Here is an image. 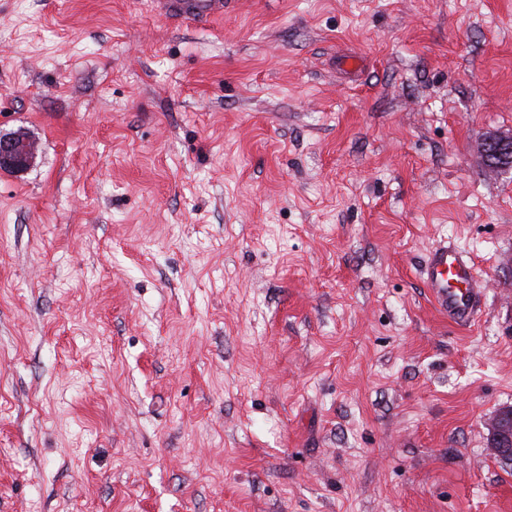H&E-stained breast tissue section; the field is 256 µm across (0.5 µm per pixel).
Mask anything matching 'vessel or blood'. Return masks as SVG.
I'll list each match as a JSON object with an SVG mask.
<instances>
[{"label": "vessel or blood", "mask_w": 512, "mask_h": 512, "mask_svg": "<svg viewBox=\"0 0 512 512\" xmlns=\"http://www.w3.org/2000/svg\"><path fill=\"white\" fill-rule=\"evenodd\" d=\"M228 0H154L156 9L169 17L208 20L223 16ZM420 276L430 289L438 311L449 320L470 323L485 288L470 260L455 246L440 244L428 254Z\"/></svg>", "instance_id": "b4317fda"}]
</instances>
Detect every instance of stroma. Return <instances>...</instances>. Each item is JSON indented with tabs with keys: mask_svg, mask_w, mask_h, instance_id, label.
Returning a JSON list of instances; mask_svg holds the SVG:
<instances>
[{
	"mask_svg": "<svg viewBox=\"0 0 512 512\" xmlns=\"http://www.w3.org/2000/svg\"><path fill=\"white\" fill-rule=\"evenodd\" d=\"M18 131L0 512H512V0H0ZM228 0H155L156 9L174 18L208 20L224 15V4ZM35 140L24 133L0 136V170L23 173L37 157ZM481 151L484 154L490 167L499 169L506 165L497 162V158L504 151H512V135L491 134L481 141ZM438 311L464 325L473 320L485 282L475 275L470 260L448 243L435 246L420 270ZM488 450L491 455L512 461V408L496 414L488 423Z\"/></svg>",
	"mask_w": 512,
	"mask_h": 512,
	"instance_id": "35a3bbf8",
	"label": "stroma"
}]
</instances>
